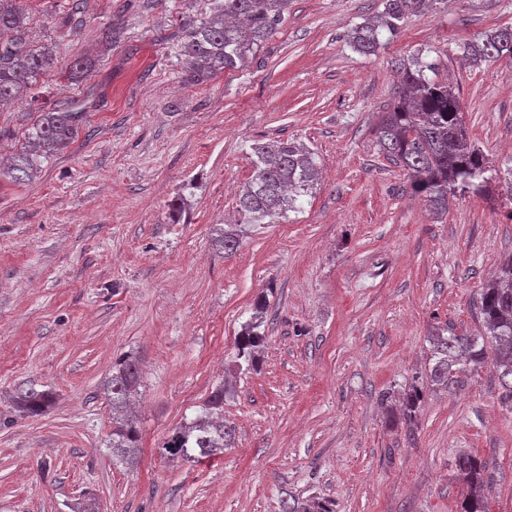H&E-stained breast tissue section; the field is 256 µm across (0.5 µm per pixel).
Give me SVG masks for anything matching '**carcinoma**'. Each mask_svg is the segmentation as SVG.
Segmentation results:
<instances>
[{"mask_svg": "<svg viewBox=\"0 0 512 512\" xmlns=\"http://www.w3.org/2000/svg\"><path fill=\"white\" fill-rule=\"evenodd\" d=\"M422 0H384L378 20L367 22L347 35L353 50L373 55L382 37L392 38L400 29L407 10ZM204 8L189 19L178 39V56L186 60L185 81L196 85L236 69L254 56L284 21L288 0H203ZM30 19L13 0H0V103L29 95L38 74L53 64L52 52L37 48L28 39ZM462 58L479 65L512 58V27L498 28L461 46ZM90 68L77 56L66 66L68 77L77 79ZM401 91L390 110L381 113L378 142L388 158L402 167L413 191L435 213L448 211L449 200L465 194L484 195L491 182L512 205V165L498 173L490 159L472 143L463 122L459 95L446 83L428 77L435 63L415 56L398 64ZM86 112L68 103L37 113L28 129L27 146L14 156L7 174L16 181L33 177L41 160L66 148L78 134ZM252 175L239 190L238 218L232 227L215 231L216 244L229 254L240 244L239 228L255 224H279L289 213L303 210V200L313 194L320 169L313 152L295 141L256 143L251 147ZM194 182L183 186L177 202L170 205L169 219L182 223L184 200L193 195ZM479 317L484 328L480 336L457 334L438 328L429 337L432 361L427 374L431 387L454 389L469 374L483 368L487 350L494 354L501 404L512 412V257L503 261L498 273L480 293ZM263 306L256 308L238 338L239 367L250 368L265 342L260 331ZM141 385L137 359L121 356L112 363V376L104 393L112 404V429L107 448L112 464L128 466L139 451V428L131 405ZM425 398V387L411 385L403 393L399 411L411 422ZM53 394L33 387L19 394L16 409L37 416L52 403ZM232 431L224 424V384L212 389L195 416L174 429L162 449L172 458L200 462L224 451ZM458 479L466 484L467 496L460 512H488L484 490L490 481L486 465L477 457L460 454L455 458ZM281 512H336L322 499L285 501Z\"/></svg>", "mask_w": 512, "mask_h": 512, "instance_id": "1", "label": "carcinoma"}]
</instances>
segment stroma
I'll return each mask as SVG.
<instances>
[{
    "label": "stroma",
    "mask_w": 512,
    "mask_h": 512,
    "mask_svg": "<svg viewBox=\"0 0 512 512\" xmlns=\"http://www.w3.org/2000/svg\"><path fill=\"white\" fill-rule=\"evenodd\" d=\"M15 2L53 54L41 101H81L87 115L30 180L0 175V512L88 499L100 512H280L311 497L336 512H459L461 453L488 464V512H512V413L493 364L429 392L414 422L396 417L434 328L482 333L479 294L512 256V209L467 194L433 216L377 140L394 62L419 54L459 94L470 140L512 163V62L473 66L460 51L512 26V0H437L373 55L346 36L384 0H289L252 59L195 86L176 35L199 0H84L75 20L72 0ZM74 56L92 67L70 82L59 67ZM33 119L27 102L0 106V161ZM288 139L315 154L312 196L224 255L212 228L236 217L251 145ZM191 179L190 212L170 223ZM259 302L265 343L241 371L238 337ZM125 354L141 368L131 469L112 464L103 394ZM222 381L231 447L169 460L165 438ZM31 386L54 400L28 417L14 399Z\"/></svg>",
    "instance_id": "obj_1"
}]
</instances>
